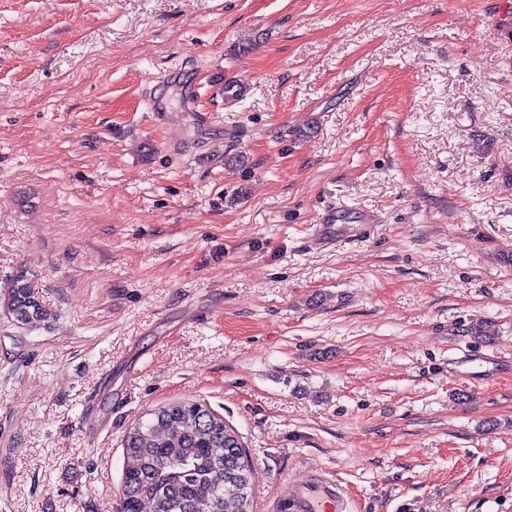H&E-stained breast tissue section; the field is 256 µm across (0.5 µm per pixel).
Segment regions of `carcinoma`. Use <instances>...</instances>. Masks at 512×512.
I'll use <instances>...</instances> for the list:
<instances>
[{"mask_svg":"<svg viewBox=\"0 0 512 512\" xmlns=\"http://www.w3.org/2000/svg\"><path fill=\"white\" fill-rule=\"evenodd\" d=\"M7 308L23 325L48 316L29 283L8 292ZM121 512H252V470L239 434L196 402L161 407L125 442Z\"/></svg>","mask_w":512,"mask_h":512,"instance_id":"carcinoma-1","label":"carcinoma"}]
</instances>
